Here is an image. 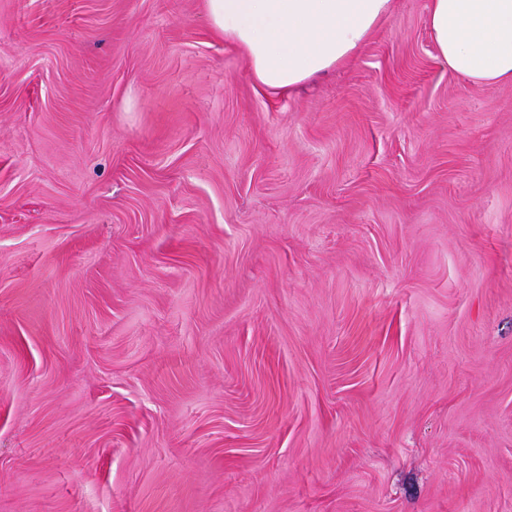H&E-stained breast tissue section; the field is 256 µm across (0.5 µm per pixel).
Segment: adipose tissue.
Here are the masks:
<instances>
[{"label":"adipose tissue","mask_w":512,"mask_h":512,"mask_svg":"<svg viewBox=\"0 0 512 512\" xmlns=\"http://www.w3.org/2000/svg\"><path fill=\"white\" fill-rule=\"evenodd\" d=\"M211 26L247 58L254 82L289 92L354 59L393 0H205ZM427 27L452 71L512 84V0H429Z\"/></svg>","instance_id":"obj_1"}]
</instances>
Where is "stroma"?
<instances>
[{"label": "stroma", "instance_id": "obj_1", "mask_svg": "<svg viewBox=\"0 0 512 512\" xmlns=\"http://www.w3.org/2000/svg\"><path fill=\"white\" fill-rule=\"evenodd\" d=\"M428 5L280 95L205 0H0V512H512V84Z\"/></svg>", "mask_w": 512, "mask_h": 512}]
</instances>
